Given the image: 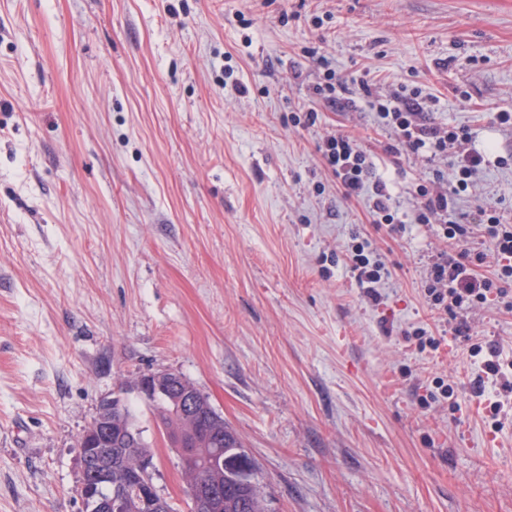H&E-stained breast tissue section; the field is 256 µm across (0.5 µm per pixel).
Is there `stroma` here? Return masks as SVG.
<instances>
[{
	"label": "stroma",
	"mask_w": 512,
	"mask_h": 512,
	"mask_svg": "<svg viewBox=\"0 0 512 512\" xmlns=\"http://www.w3.org/2000/svg\"><path fill=\"white\" fill-rule=\"evenodd\" d=\"M319 47L376 94L408 83L491 161L457 201L512 223V0H0V512H82L77 440L103 397L148 370L193 381L233 427L271 512H512V412L428 308L445 243L367 220L323 170L358 138L411 212L445 169L372 111L316 96ZM318 114L289 126V113ZM389 276L373 305L341 264L353 231ZM512 363V312L473 309ZM441 338L417 350L416 328ZM456 403L420 408L437 381ZM156 483L189 512L150 406L126 395Z\"/></svg>",
	"instance_id": "obj_1"
}]
</instances>
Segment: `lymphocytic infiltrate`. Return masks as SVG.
Here are the masks:
<instances>
[{
  "label": "lymphocytic infiltrate",
  "instance_id": "obj_1",
  "mask_svg": "<svg viewBox=\"0 0 512 512\" xmlns=\"http://www.w3.org/2000/svg\"><path fill=\"white\" fill-rule=\"evenodd\" d=\"M360 87L362 100L349 98L344 105L355 110L363 104L375 112L381 126L392 134L386 146L388 153L404 150L430 162L444 158L448 169L412 184L410 193L417 207L413 214L406 215L400 213L387 181L377 175L370 152L357 139L344 134L324 137L319 147L321 165L344 198L366 200L370 223L390 225L395 232L404 231L410 222L436 224L442 238L460 243V250L442 249L429 256L421 288L430 308L449 316L452 335L469 337L465 318L469 310L496 303L512 310V224L492 206L480 208L474 226L460 222L456 216V201L486 166V155L474 147L468 128L431 123L419 90L403 86L379 97L368 81H361ZM477 226L490 240L491 252L468 248ZM346 258L358 285L365 288L370 299H377V288L389 272L370 241L352 235ZM489 261L495 266L490 277L481 272Z\"/></svg>",
  "mask_w": 512,
  "mask_h": 512
}]
</instances>
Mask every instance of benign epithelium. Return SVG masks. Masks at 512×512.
I'll return each instance as SVG.
<instances>
[{
	"instance_id": "1",
	"label": "benign epithelium",
	"mask_w": 512,
	"mask_h": 512,
	"mask_svg": "<svg viewBox=\"0 0 512 512\" xmlns=\"http://www.w3.org/2000/svg\"><path fill=\"white\" fill-rule=\"evenodd\" d=\"M125 389L137 393L148 403L168 398L178 405L180 416L186 424L178 429H163L169 447L176 452L183 468L203 467L209 472V479L186 487V495L191 499L198 512H221L224 508V449L219 441L224 437V427L215 423L208 429L200 427V420L210 416L201 405L202 391L190 380L171 370L147 371L129 381ZM120 395L106 396L99 402L91 422L84 428L79 447L82 448V479L78 486L84 510L86 512H112L120 505L149 512H162L166 509L163 500L155 491L147 490L137 483L131 491L113 489V494L103 495V488L112 485V459H123L132 453L138 457L139 471L153 468V459L140 448L139 441H133L132 448L114 450V458L98 459L95 466L88 467L92 455L112 438L113 415L119 410Z\"/></svg>"
}]
</instances>
